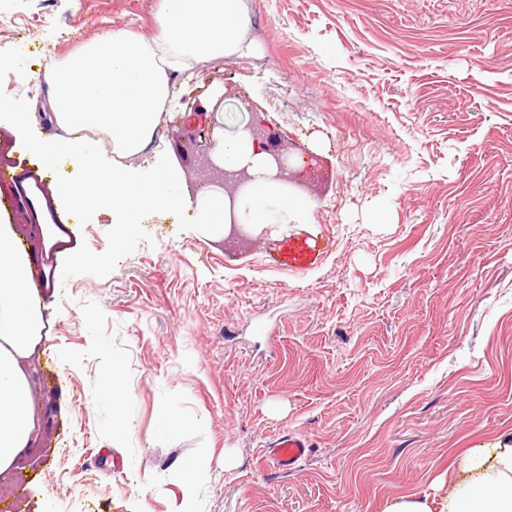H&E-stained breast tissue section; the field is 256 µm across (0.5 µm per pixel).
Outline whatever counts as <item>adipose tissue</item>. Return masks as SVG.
<instances>
[{
    "label": "adipose tissue",
    "mask_w": 512,
    "mask_h": 512,
    "mask_svg": "<svg viewBox=\"0 0 512 512\" xmlns=\"http://www.w3.org/2000/svg\"><path fill=\"white\" fill-rule=\"evenodd\" d=\"M241 0H162L153 40L130 31L100 37L45 73L48 103L59 131L28 146L42 166L71 160L79 181L53 185L55 196L73 210L111 208L127 235H134L144 211L162 204L173 210L194 207V222L205 232L225 224H296L310 204L287 187L270 182L268 156L247 136L216 133L215 161L228 170L247 169L246 196L230 204L224 193L187 192L180 169L157 156L153 175L143 179L119 159L140 152L158 128L170 94L168 70L219 55H250L254 46L245 30ZM106 135L113 157L92 144L91 132ZM38 291L31 283L25 255L15 246L8 225L0 226V474L7 472L37 428L35 399L25 364L42 341ZM466 479L445 497L440 510L425 501H401L384 512H512V438L472 453Z\"/></svg>",
    "instance_id": "1"
}]
</instances>
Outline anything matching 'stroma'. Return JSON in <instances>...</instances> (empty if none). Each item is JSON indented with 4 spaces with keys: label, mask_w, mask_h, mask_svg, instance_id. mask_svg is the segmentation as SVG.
Listing matches in <instances>:
<instances>
[{
    "label": "stroma",
    "mask_w": 512,
    "mask_h": 512,
    "mask_svg": "<svg viewBox=\"0 0 512 512\" xmlns=\"http://www.w3.org/2000/svg\"><path fill=\"white\" fill-rule=\"evenodd\" d=\"M161 0H0V99L57 129L45 72ZM249 57L174 73L159 136L192 176L251 120L315 162L311 208L224 246L194 213L63 224L50 184L0 182V225L45 283L27 364L39 427L0 512H383L439 506L471 450L512 435V0H243ZM222 106H215V98ZM119 379L121 405L107 392ZM308 435L286 472L270 443Z\"/></svg>",
    "instance_id": "35a3bbf8"
}]
</instances>
